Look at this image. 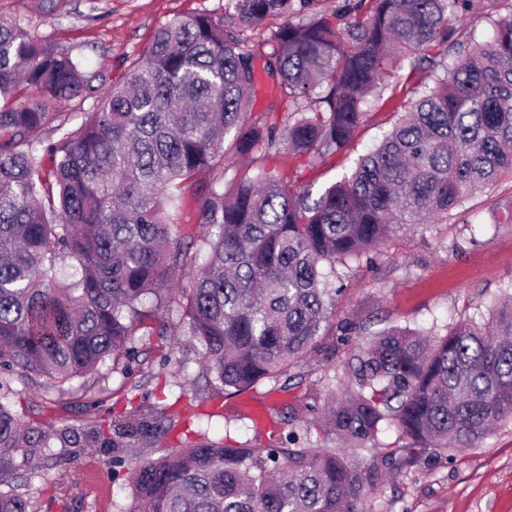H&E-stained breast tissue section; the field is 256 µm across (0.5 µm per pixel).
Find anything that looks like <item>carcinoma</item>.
<instances>
[{
    "mask_svg": "<svg viewBox=\"0 0 512 512\" xmlns=\"http://www.w3.org/2000/svg\"><path fill=\"white\" fill-rule=\"evenodd\" d=\"M243 23L268 18L266 73L293 101L285 134L242 116L256 55L209 14L161 24L120 82L85 70L71 53L0 22V469L48 456L51 434L24 425L4 374L59 383L130 356L132 336L177 321L204 372L236 392L277 379L329 324L336 265L374 264L410 226L464 207L477 188L512 176V21L477 42L457 23L483 0H342L334 26L302 15L309 0H233ZM406 71L392 130L350 175L312 191L260 167L224 188L234 156L288 149L317 167L342 152L370 118L367 97ZM420 75L433 85L414 83ZM100 104L70 116L47 102ZM27 85L35 95L8 103ZM55 124L59 137L45 142ZM192 224L195 237L185 232ZM192 274L186 288L176 272ZM324 437L299 429L278 446L204 433L140 465L124 512H372L370 493L392 471L476 448L512 422V299L427 338L392 326L352 350L347 382L324 402ZM174 426L131 411L85 433L121 460L129 439ZM395 429L406 444L360 469L347 451H371ZM0 512H30L0 490Z\"/></svg>",
    "mask_w": 512,
    "mask_h": 512,
    "instance_id": "cac0c4a2",
    "label": "carcinoma"
}]
</instances>
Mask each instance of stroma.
<instances>
[{
    "label": "stroma",
    "mask_w": 512,
    "mask_h": 512,
    "mask_svg": "<svg viewBox=\"0 0 512 512\" xmlns=\"http://www.w3.org/2000/svg\"><path fill=\"white\" fill-rule=\"evenodd\" d=\"M197 13L235 26L256 55L247 121L282 126L288 99L263 70L273 23L243 25L231 0H0V21L28 24L38 38L69 50L87 70L115 80L160 24ZM396 105V99L385 96L371 99L372 117L353 145L316 168L304 167L301 157L286 151L267 157L259 150L253 160H236L232 166L242 171L257 164L320 191L381 141L392 127ZM510 204L512 180L506 178L493 190L476 193L448 221L400 234L375 264L338 267L341 291L332 320L353 322L369 338L391 326L441 335L461 320L480 318L493 296L512 287V224L493 220ZM135 345L131 365L109 361L59 388L43 377H13L16 411L25 425L51 433L53 454L35 469L0 472V490L28 499L31 512H120L136 465L178 445L186 429L213 438L228 435L241 443H274L273 435L235 409L234 397L216 392L179 327L164 336H136ZM350 352L347 346L312 352L309 361L293 369L300 383L265 381L249 393L268 401L271 416L293 413L294 423L281 424V431L298 426L309 431L312 443L323 444L318 407L345 381ZM189 385L200 400L198 407L179 398L181 387ZM132 406L148 412L167 409L177 414L178 424L157 445L128 449L118 466L110 464L103 448L74 444V435L89 427L110 432L115 418ZM372 499L376 512H512V423L496 428L480 447L391 473Z\"/></svg>",
    "instance_id": "obj_1"
}]
</instances>
